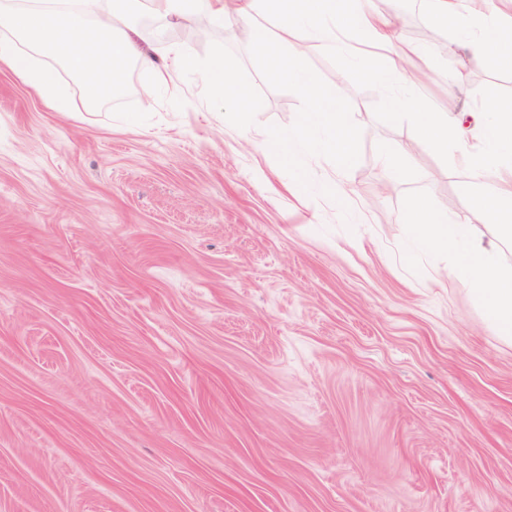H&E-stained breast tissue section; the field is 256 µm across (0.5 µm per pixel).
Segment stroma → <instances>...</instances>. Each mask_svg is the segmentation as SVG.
<instances>
[{
    "instance_id": "obj_1",
    "label": "stroma",
    "mask_w": 512,
    "mask_h": 512,
    "mask_svg": "<svg viewBox=\"0 0 512 512\" xmlns=\"http://www.w3.org/2000/svg\"><path fill=\"white\" fill-rule=\"evenodd\" d=\"M138 27L238 56L250 128L294 127L301 92L234 28ZM437 34L466 80L423 86L433 108L512 93ZM301 63L347 81L353 206L320 189L331 157H262L195 74L174 99L133 70L89 108L65 72L68 115L0 69V512H512V342L450 254L401 259L411 205L466 215L468 172L346 55L310 41Z\"/></svg>"
}]
</instances>
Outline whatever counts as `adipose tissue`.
<instances>
[{"label": "adipose tissue", "mask_w": 512, "mask_h": 512, "mask_svg": "<svg viewBox=\"0 0 512 512\" xmlns=\"http://www.w3.org/2000/svg\"><path fill=\"white\" fill-rule=\"evenodd\" d=\"M461 2L430 0V8L451 28L477 27L478 36L471 39L475 60L493 69L511 68L512 14L494 6L469 11ZM145 12L186 26L203 20L248 27L259 74L295 82L305 100L301 125L294 132H244L258 149L283 161L293 158L298 139L310 133L315 136L310 155L329 154L340 164L353 156L357 144V132L345 122L335 89L303 68L302 38L345 52L349 32L357 30L385 46L383 56L360 58L361 72L389 91L391 119L407 121L417 138L439 151H453L463 162L470 178L468 207L487 229L486 239L474 238L467 220L420 200L409 211L411 233L420 250L454 254L456 272L475 286L490 327L512 339V268L499 262L500 243L512 242V100L491 101L493 118L481 127L482 146L472 149L463 114L428 109L417 96L391 22L375 13L367 0H0V66L57 112L71 109L58 91L61 71L79 80L83 99L92 107L119 94L132 68L152 87L174 95L179 92L174 75L194 73L215 112L256 107L249 86L236 77V57L201 59L175 47L165 59H157L152 47L138 41L135 22ZM261 13L277 19L281 37H270L256 23Z\"/></svg>", "instance_id": "ef3b65f1"}]
</instances>
